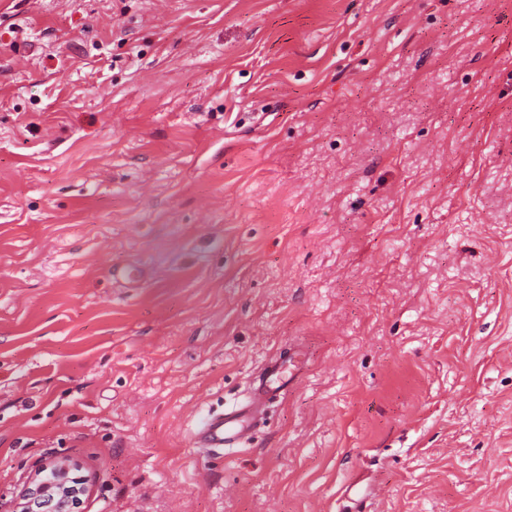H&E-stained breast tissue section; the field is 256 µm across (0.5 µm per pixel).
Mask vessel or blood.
<instances>
[{
    "label": "vessel or blood",
    "instance_id": "vessel-or-blood-1",
    "mask_svg": "<svg viewBox=\"0 0 512 512\" xmlns=\"http://www.w3.org/2000/svg\"><path fill=\"white\" fill-rule=\"evenodd\" d=\"M294 377L285 359L270 362L262 370L253 399L247 405L235 407L220 414L209 415L195 435V441L204 448H233L256 427L258 409L274 396L280 395Z\"/></svg>",
    "mask_w": 512,
    "mask_h": 512
}]
</instances>
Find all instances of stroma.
I'll list each match as a JSON object with an SVG mask.
<instances>
[{"mask_svg": "<svg viewBox=\"0 0 512 512\" xmlns=\"http://www.w3.org/2000/svg\"><path fill=\"white\" fill-rule=\"evenodd\" d=\"M59 459L79 512H512V0H0V512ZM291 358H281L270 362L259 376L253 399L247 405L235 407L221 414H210L195 435V443L202 448H235L256 427V412L274 396L283 391L294 374L290 366ZM288 364V368L285 365ZM277 381L276 383H273Z\"/></svg>", "mask_w": 512, "mask_h": 512, "instance_id": "1", "label": "stroma"}]
</instances>
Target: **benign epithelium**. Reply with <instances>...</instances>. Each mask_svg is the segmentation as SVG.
I'll list each match as a JSON object with an SVG mask.
<instances>
[{"instance_id": "obj_1", "label": "benign epithelium", "mask_w": 512, "mask_h": 512, "mask_svg": "<svg viewBox=\"0 0 512 512\" xmlns=\"http://www.w3.org/2000/svg\"><path fill=\"white\" fill-rule=\"evenodd\" d=\"M75 466L56 461L46 476H37L19 504L20 512H75L85 494L83 480L74 476Z\"/></svg>"}]
</instances>
